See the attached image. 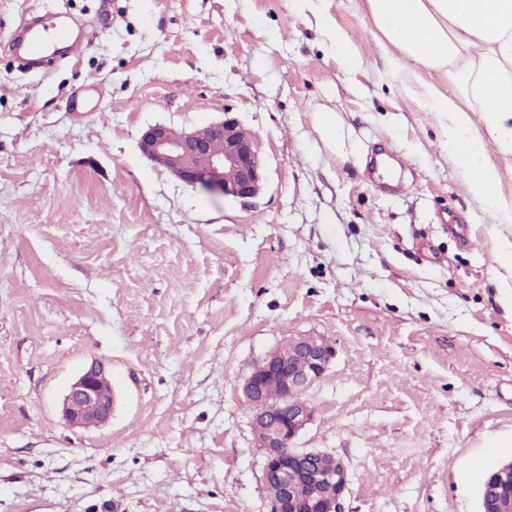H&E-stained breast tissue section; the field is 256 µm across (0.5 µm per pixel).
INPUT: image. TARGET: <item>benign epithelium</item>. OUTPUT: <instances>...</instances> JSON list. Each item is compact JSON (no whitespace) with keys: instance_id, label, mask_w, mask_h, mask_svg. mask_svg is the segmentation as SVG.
<instances>
[{"instance_id":"1","label":"benign epithelium","mask_w":512,"mask_h":512,"mask_svg":"<svg viewBox=\"0 0 512 512\" xmlns=\"http://www.w3.org/2000/svg\"><path fill=\"white\" fill-rule=\"evenodd\" d=\"M139 149L155 165L208 196L243 204L258 199L264 187L261 162L251 132L234 117H226L174 136L163 124L148 127ZM336 358V348L322 336L301 334L266 354L243 385L253 411V428L262 450L264 477L274 474L278 489L271 495V512H342L348 490L344 462L328 454L326 467L310 462L323 451L294 446L313 418L311 408L294 402L324 377ZM280 386L279 397L267 399V384ZM104 367L93 363L68 387L61 402L64 420L73 427L96 428L112 416L114 391ZM321 492L305 496L301 487ZM483 512H512V462L492 470L483 491Z\"/></svg>"}]
</instances>
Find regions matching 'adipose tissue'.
Listing matches in <instances>:
<instances>
[{
	"mask_svg": "<svg viewBox=\"0 0 512 512\" xmlns=\"http://www.w3.org/2000/svg\"><path fill=\"white\" fill-rule=\"evenodd\" d=\"M367 10L405 90L438 113L445 145L471 198L512 222V205L499 194L500 175L474 132L472 113L504 146H512V0H367ZM448 80L442 92L428 74Z\"/></svg>",
	"mask_w": 512,
	"mask_h": 512,
	"instance_id": "adipose-tissue-1",
	"label": "adipose tissue"
}]
</instances>
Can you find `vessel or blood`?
Listing matches in <instances>:
<instances>
[{
	"label": "vessel or blood",
	"instance_id": "b4317fda",
	"mask_svg": "<svg viewBox=\"0 0 512 512\" xmlns=\"http://www.w3.org/2000/svg\"><path fill=\"white\" fill-rule=\"evenodd\" d=\"M83 47L81 34L52 15L22 24L12 43L16 58L25 66H50L56 62L58 49L74 58Z\"/></svg>",
	"mask_w": 512,
	"mask_h": 512
}]
</instances>
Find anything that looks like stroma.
Listing matches in <instances>:
<instances>
[{
	"label": "stroma",
	"mask_w": 512,
	"mask_h": 512,
	"mask_svg": "<svg viewBox=\"0 0 512 512\" xmlns=\"http://www.w3.org/2000/svg\"><path fill=\"white\" fill-rule=\"evenodd\" d=\"M45 13L85 49L19 69L12 32ZM378 37L366 0H0V512H271L242 386L303 333L336 358L297 445L344 461V512H480L474 461L512 460V223ZM87 83L105 111H71ZM227 114L263 165L250 206L139 149ZM475 128L511 201L512 149ZM93 363L115 407L73 429L60 403ZM315 125L321 133L325 144L335 153L345 151L344 136L335 112L319 111L315 113Z\"/></svg>",
	"instance_id": "obj_1"
}]
</instances>
